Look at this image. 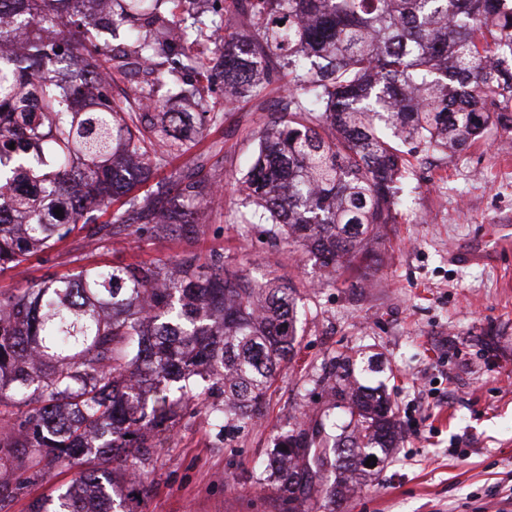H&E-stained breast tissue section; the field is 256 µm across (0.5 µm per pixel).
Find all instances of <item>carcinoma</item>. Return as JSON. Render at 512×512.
<instances>
[{"label": "carcinoma", "instance_id": "obj_1", "mask_svg": "<svg viewBox=\"0 0 512 512\" xmlns=\"http://www.w3.org/2000/svg\"><path fill=\"white\" fill-rule=\"evenodd\" d=\"M76 0H0L16 26L0 28V52L24 39L28 54L0 61V271L66 237L78 223L100 238L137 225L163 240L198 223L214 195L195 170L158 183L149 203L129 197L122 174L136 162L149 180L185 150L188 113L156 100L149 77L174 84L208 76L203 42L224 32V79L236 94L259 95L288 78L280 120L259 137L240 182L246 224H268L320 261L327 278L370 258L369 245L396 223L411 193L410 158L460 151L489 129L512 131V0H224L203 19L183 0H112L125 41L101 46L96 17ZM243 30L227 32L232 19ZM181 23L176 57L164 55ZM81 50L92 78L127 81L122 93L74 103L50 63ZM14 148H9V145ZM125 199L112 220L109 203ZM62 209L60 217L54 210ZM27 218L14 224L10 215ZM297 289L276 276L254 281L186 255L167 270L79 265L0 298V448H28L49 468L60 459L119 461L133 484L155 438L188 400L215 422L244 429L262 414L281 363L294 352ZM336 413L282 436L264 469L288 512L324 497L341 501L336 471L395 441L397 421L378 387L336 362ZM104 470L85 469L47 507L95 512L109 494Z\"/></svg>", "mask_w": 512, "mask_h": 512}]
</instances>
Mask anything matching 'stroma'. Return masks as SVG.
Segmentation results:
<instances>
[{
	"label": "stroma",
	"instance_id": "1",
	"mask_svg": "<svg viewBox=\"0 0 512 512\" xmlns=\"http://www.w3.org/2000/svg\"><path fill=\"white\" fill-rule=\"evenodd\" d=\"M284 96L277 84L231 106L210 95L218 120L191 129L189 150L155 171L160 181L202 164L222 196L208 205L206 223L161 242L136 233L98 242L75 230L0 272V294L69 273L79 258L135 267L189 253L296 286L304 312L298 344L260 424L228 439L204 404H192L158 437L139 499H128L120 465L111 463L112 496L129 512H283L259 465L295 422L318 421L331 406L322 377L345 357L359 378L384 382L401 438L338 512H497L512 499V249L483 264L450 256L493 225L512 223V132L490 130L455 154L420 153L409 205L386 226L373 261L330 287L312 256L239 221L236 181ZM77 472L66 461L41 475L1 468L0 512H30Z\"/></svg>",
	"mask_w": 512,
	"mask_h": 512
}]
</instances>
